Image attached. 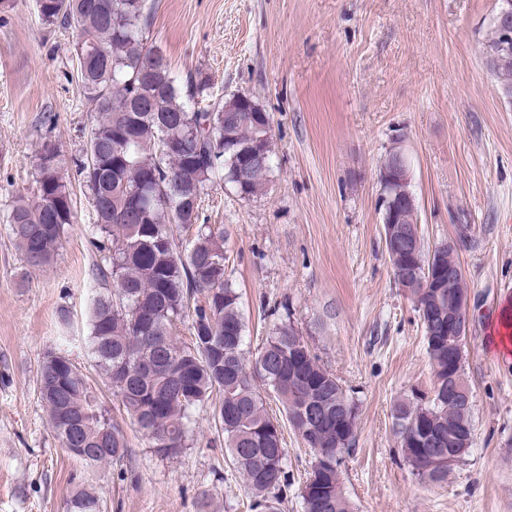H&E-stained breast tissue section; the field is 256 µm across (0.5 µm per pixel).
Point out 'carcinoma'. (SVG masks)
I'll use <instances>...</instances> for the list:
<instances>
[{
    "mask_svg": "<svg viewBox=\"0 0 512 512\" xmlns=\"http://www.w3.org/2000/svg\"><path fill=\"white\" fill-rule=\"evenodd\" d=\"M45 28H71L97 54L79 65L78 81L95 116L89 148L69 172L58 147L46 140L37 154L34 199L17 197L6 217L9 234L31 267L54 262L65 226L74 223L71 176L92 201L100 262L92 274L104 291L92 298L89 344L99 375L154 451L174 458L193 440V414L209 407L231 465L252 495L256 512H279L291 486L282 434L256 388L263 380L286 418L312 452L301 491L303 512H350L341 465L354 437L357 404L340 380L320 363L308 341L287 321L274 326L250 363L240 296L225 277L224 226L201 224L205 190L222 181L250 199L267 194L273 169V117L251 112L248 124L224 125V106L234 100L210 92L201 70L182 78L148 45V0H36ZM493 74L512 93V39L498 30L486 48ZM263 137L265 165L247 170L241 150ZM194 226L188 247L176 226ZM394 282L412 299L425 332L433 370L432 397L411 396L392 407L395 433L413 475L448 481L451 469L431 474L427 454L463 457L474 439L473 408L448 394L467 383L464 339L448 346V288L434 281L456 278L457 250L419 243L389 255ZM188 322L192 342L177 341ZM48 423L67 452L89 467L119 465L129 448L123 429L103 408L87 377L71 359L49 351L38 379ZM67 512H103L96 492L76 488Z\"/></svg>",
    "mask_w": 512,
    "mask_h": 512,
    "instance_id": "carcinoma-1",
    "label": "carcinoma"
}]
</instances>
